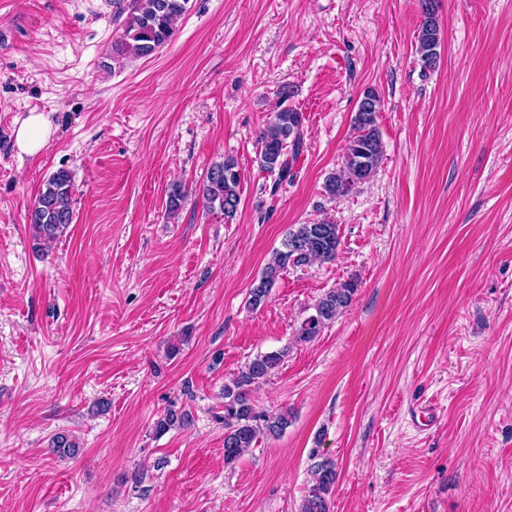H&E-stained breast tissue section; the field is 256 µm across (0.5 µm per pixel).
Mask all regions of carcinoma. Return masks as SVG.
Returning <instances> with one entry per match:
<instances>
[{"instance_id":"cac0c4a2","label":"carcinoma","mask_w":512,"mask_h":512,"mask_svg":"<svg viewBox=\"0 0 512 512\" xmlns=\"http://www.w3.org/2000/svg\"><path fill=\"white\" fill-rule=\"evenodd\" d=\"M190 0H112L115 14L124 18L122 34L112 45L116 61L129 57H146L171 42L175 21L188 10ZM423 21L417 35L416 54L421 69L433 71L440 60V25L435 14V0H420ZM290 91L284 85L279 91L283 105L278 107L260 131L258 163L261 170L277 174L271 192H276L290 176L293 163L303 147V113L284 105ZM364 104L357 107L352 118L353 135L345 150L340 170L330 174L323 189L334 198L347 194L356 184L369 179L383 157L377 117L382 110L379 94L367 88L362 93ZM240 172L232 158L216 163L208 170L197 192L201 194L208 212L226 220L235 217L240 202ZM75 188L71 174L65 169L53 172L28 209L27 220L36 241H54L67 231L73 222ZM185 195L181 187L168 192L166 210L174 217L182 208ZM341 246L339 225L331 222L295 224L289 229L283 249L266 264L259 283L251 290L249 304L261 306L288 265H304L313 259L333 261ZM355 284L343 282L325 292L313 305L314 313L306 317L297 332V339L310 342L321 329L344 313L352 303ZM286 355L280 350L260 354L247 362L241 372L224 385V463L234 464L260 438L282 434L291 424L290 413L280 409L273 413L259 411L251 399L252 386L266 379ZM189 422L185 410L169 407L155 422V432L164 434ZM59 457L74 458L79 453L75 438L56 435L50 444ZM314 481L301 506V512H331L330 497L337 480L336 464L310 451Z\"/></svg>"}]
</instances>
